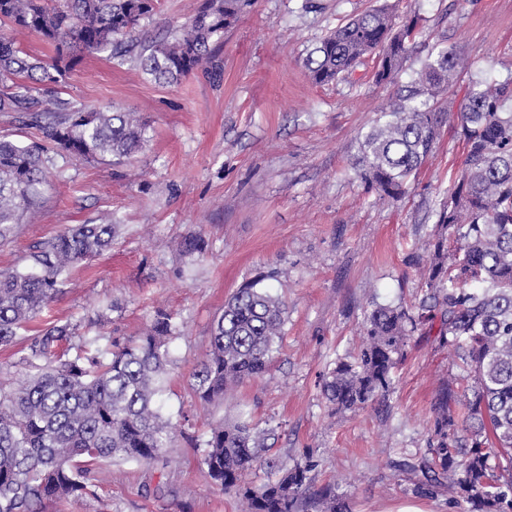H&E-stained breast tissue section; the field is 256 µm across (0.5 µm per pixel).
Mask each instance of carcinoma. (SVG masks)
Returning a JSON list of instances; mask_svg holds the SVG:
<instances>
[{
    "mask_svg": "<svg viewBox=\"0 0 512 512\" xmlns=\"http://www.w3.org/2000/svg\"><path fill=\"white\" fill-rule=\"evenodd\" d=\"M159 0H0V26L34 32L53 49L42 58L16 38L0 35V113L18 129H35L26 143L0 135V243L33 223L57 159L121 162L143 148L148 125L134 112L90 108L62 96L61 86L84 56L133 61L160 84L194 72L211 73L216 50L252 0H200L179 30L151 37L141 30ZM421 37L418 18L396 23V6L359 14L325 36L305 61L316 84L350 77L374 56L378 84L391 83ZM459 52L441 43L405 93L383 109L362 135L356 168L367 188L397 201L433 153L443 119L457 123L465 157L441 204L428 242L424 295L411 305H377L367 316L356 357L322 379L338 410L356 411L389 399L408 341L439 324L438 346L462 362L458 381L435 405L429 439L434 464L402 460L393 467L421 477L419 485L448 486L471 512H512V78L471 79L455 109L441 110L461 75ZM112 215L65 228L29 253L21 269H0V346L13 343L61 292L67 271L112 246ZM260 274L224 303L211 328L206 359L192 374L202 404L232 385L270 369L288 307ZM178 325L158 310L144 336L100 348L93 338L70 354V324L40 330L29 358L40 365L10 391H0V512H39L47 499L87 494L90 467L151 464L173 446L177 425L158 398L173 363L169 343ZM468 435L464 440L459 432ZM201 463L211 479L237 492L246 512H299L310 490L307 457L288 468L263 454L249 424H217L204 441ZM263 469L267 479L243 478ZM320 512H346L328 489L313 501Z\"/></svg>",
    "mask_w": 512,
    "mask_h": 512,
    "instance_id": "1",
    "label": "carcinoma"
}]
</instances>
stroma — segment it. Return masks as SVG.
<instances>
[{"label":"stroma","instance_id":"1","mask_svg":"<svg viewBox=\"0 0 512 512\" xmlns=\"http://www.w3.org/2000/svg\"><path fill=\"white\" fill-rule=\"evenodd\" d=\"M384 0H256L224 33L216 75L161 85L133 64L85 57L63 91L87 106L112 105L148 121L145 147L121 163L63 165L36 223L0 245V268L22 266L33 245L108 212L110 250L75 265L41 315L0 347V386L33 373L29 344L52 322L71 323L73 343L98 336L125 345L156 310L180 325L161 397L182 433L154 465L105 463L87 475V495L47 500L40 512H242L244 503L209 477L200 457L210 424L245 421L270 455L312 457V489H335L348 512H469L446 488L416 489L395 469L428 456L439 392L460 373L434 332L415 334L387 404L336 412L322 377L359 351L367 313L421 296L427 239L458 179L463 143L455 126L398 202L365 191L353 163L359 139L411 80L437 36L457 48L473 77L512 74V0H401L397 22L418 15L422 37L396 82L373 79L374 59L352 79L313 84L311 49L349 18ZM201 233L202 255L184 256ZM275 272L288 305L270 371L201 405L190 382L205 360L211 326L246 280Z\"/></svg>","mask_w":512,"mask_h":512}]
</instances>
